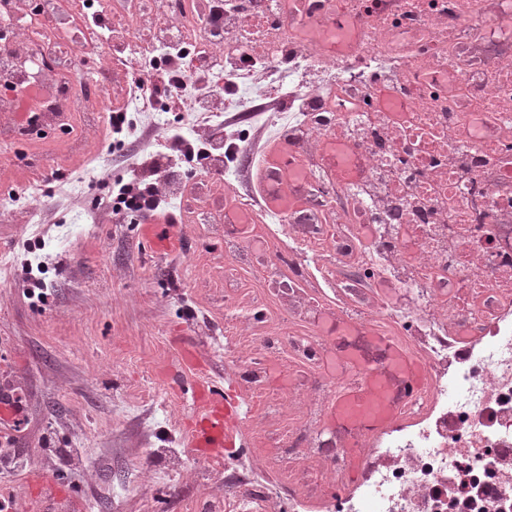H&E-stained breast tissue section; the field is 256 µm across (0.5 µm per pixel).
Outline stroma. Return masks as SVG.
<instances>
[{"mask_svg":"<svg viewBox=\"0 0 512 512\" xmlns=\"http://www.w3.org/2000/svg\"><path fill=\"white\" fill-rule=\"evenodd\" d=\"M164 134L143 129L118 159L112 124L97 113L46 139L0 131V194L26 198L0 222V374L29 419L13 444L19 466L0 473V499L22 512H198L210 497L208 461L190 454L183 430L192 398L172 379L228 377L219 345L237 312L224 306V225L239 196L256 197L259 167L220 186L188 161L181 200L155 217L81 219ZM32 182L41 190L30 196ZM34 251L41 301L25 295L31 277L20 265ZM187 350L198 368L183 366ZM137 456L155 473L151 486Z\"/></svg>","mask_w":512,"mask_h":512,"instance_id":"obj_1","label":"stroma"}]
</instances>
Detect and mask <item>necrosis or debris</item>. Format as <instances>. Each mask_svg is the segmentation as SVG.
<instances>
[{"instance_id": "necrosis-or-debris-1", "label": "necrosis or debris", "mask_w": 512, "mask_h": 512, "mask_svg": "<svg viewBox=\"0 0 512 512\" xmlns=\"http://www.w3.org/2000/svg\"><path fill=\"white\" fill-rule=\"evenodd\" d=\"M353 26L346 50L302 29ZM224 75L256 71L293 85L285 137L301 157L298 207L279 224L224 231V253L254 271L273 302L224 329V363L248 399L255 452L224 469L206 512H512V0H0V115L42 127L77 112L164 115L129 84L84 85L80 61L104 58L164 78L174 52L198 71L216 51ZM393 99L378 106V88ZM333 137L359 171L340 181ZM338 289L339 313L420 357L425 383L377 440L345 448L325 429L344 372L329 373L327 312L309 295ZM287 360V392L266 382ZM466 469L470 494L454 477ZM337 31L344 32V30L349 31V25L345 21V19L341 16H336L333 18L332 23L328 27H323L321 25H312L305 32V39L310 43L321 44L326 49L336 52L338 50H344L346 48L345 42H338L336 40L330 39V33H335Z\"/></svg>"}]
</instances>
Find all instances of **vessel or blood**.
<instances>
[{
	"mask_svg": "<svg viewBox=\"0 0 512 512\" xmlns=\"http://www.w3.org/2000/svg\"><path fill=\"white\" fill-rule=\"evenodd\" d=\"M344 18H334L331 25H314L305 32L308 42L336 50L331 40L333 31L347 30ZM278 161V185L263 190L261 194L266 212L287 217L298 204L296 196L288 191L294 180L298 164L288 142H273L262 162ZM353 334L367 337L383 354L382 363H375L350 350H341L337 363L346 365L351 376L331 397L326 408L328 426L362 439L378 436L394 421L403 409L407 393L419 390L425 379V367L421 360L391 337L382 335L366 326H356ZM192 394L197 409L185 423L188 449L195 455L222 456L224 451L235 447L239 434L236 426L243 414V402L232 388L214 380L198 381Z\"/></svg>",
	"mask_w": 512,
	"mask_h": 512,
	"instance_id": "b4317fda",
	"label": "vessel or blood"
}]
</instances>
